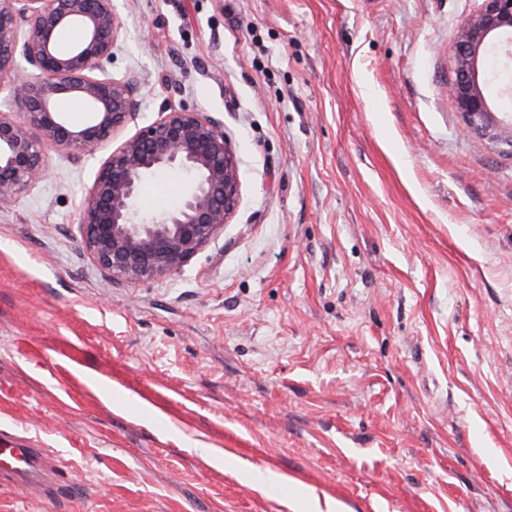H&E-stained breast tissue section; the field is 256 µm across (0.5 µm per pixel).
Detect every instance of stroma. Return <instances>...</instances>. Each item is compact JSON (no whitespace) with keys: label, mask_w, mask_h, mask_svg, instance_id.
Masks as SVG:
<instances>
[{"label":"stroma","mask_w":512,"mask_h":512,"mask_svg":"<svg viewBox=\"0 0 512 512\" xmlns=\"http://www.w3.org/2000/svg\"><path fill=\"white\" fill-rule=\"evenodd\" d=\"M481 0H115L113 75L219 117L242 195L182 270L106 283L104 149L0 207V512H512V98L448 95ZM190 186L156 171L144 218ZM47 470L48 462L42 457L40 448L15 445L0 448V475L4 472L39 486L43 485Z\"/></svg>","instance_id":"35a3bbf8"}]
</instances>
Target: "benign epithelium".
Here are the masks:
<instances>
[{
  "label": "benign epithelium",
  "instance_id": "7a95c632",
  "mask_svg": "<svg viewBox=\"0 0 512 512\" xmlns=\"http://www.w3.org/2000/svg\"><path fill=\"white\" fill-rule=\"evenodd\" d=\"M76 24L82 40L62 48L58 33ZM123 21L113 0H0V91L18 111L0 110V206L44 178L49 153L75 162L109 146L81 206L84 249L110 281L137 285L190 263L236 212L238 160L224 122L198 110L170 107L134 134L114 140L136 119L138 87L109 71ZM512 57V0H481L453 46L448 95L478 130L489 127L483 87L490 52ZM62 95L82 98L85 121L56 110ZM178 166L192 178L181 206L146 220L135 201L144 179Z\"/></svg>",
  "mask_w": 512,
  "mask_h": 512
}]
</instances>
